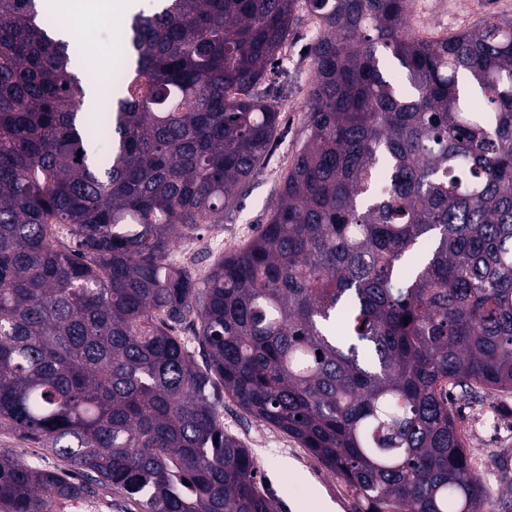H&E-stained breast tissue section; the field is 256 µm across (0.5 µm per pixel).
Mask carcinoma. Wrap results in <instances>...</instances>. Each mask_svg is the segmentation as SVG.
Wrapping results in <instances>:
<instances>
[{
	"label": "carcinoma",
	"instance_id": "obj_1",
	"mask_svg": "<svg viewBox=\"0 0 512 512\" xmlns=\"http://www.w3.org/2000/svg\"><path fill=\"white\" fill-rule=\"evenodd\" d=\"M298 3L134 14L95 122L38 0H0V430L60 462L0 449V512H277L226 396L363 512H485L448 389L512 393V19L427 40L406 0H305L308 134L267 224L201 280L168 259L267 157ZM99 498L95 500L81 501V502H72L70 505L58 506V509L65 508L64 512H113L112 502L114 499L116 502H121V498L115 494L102 492ZM71 505H74L75 508H72ZM116 510H114L115 512Z\"/></svg>",
	"mask_w": 512,
	"mask_h": 512
}]
</instances>
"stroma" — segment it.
<instances>
[{
	"label": "stroma",
	"instance_id": "obj_1",
	"mask_svg": "<svg viewBox=\"0 0 512 512\" xmlns=\"http://www.w3.org/2000/svg\"><path fill=\"white\" fill-rule=\"evenodd\" d=\"M512 18V0H408L409 30L429 38V26L450 35L483 21ZM320 30L307 9H300L292 25L279 66L288 74L283 95V133L275 141L258 174L240 189L237 207L223 224L222 239H214L213 225L196 233L207 241L192 262H183L179 250L170 259L185 266L193 278H203L218 259L245 246L259 225L266 223L278 197L283 176L307 135L306 103L313 81L310 44ZM120 37L117 24L103 16L81 15L75 40L101 55H112ZM458 428L478 464V473L491 493V512H512L502 491L512 486V393H487L476 399L456 398ZM224 428L239 435L251 448L260 468L264 491L278 512H359L360 504L342 479L297 442L263 423L244 419L232 399L224 401Z\"/></svg>",
	"mask_w": 512,
	"mask_h": 512
}]
</instances>
